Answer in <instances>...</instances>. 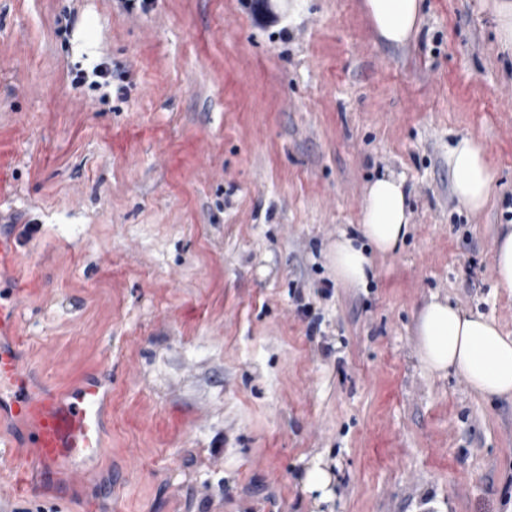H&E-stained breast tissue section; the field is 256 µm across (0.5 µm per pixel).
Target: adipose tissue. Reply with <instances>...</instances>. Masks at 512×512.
<instances>
[{
    "mask_svg": "<svg viewBox=\"0 0 512 512\" xmlns=\"http://www.w3.org/2000/svg\"><path fill=\"white\" fill-rule=\"evenodd\" d=\"M365 7L378 37L395 46L405 45L422 21V0H365ZM448 168L458 202L473 212L484 208L495 173L482 146L472 137H460L448 148ZM408 232L404 180L391 174L378 177L365 194L360 235L340 234L332 247L337 280L366 286L374 274V254L393 252ZM417 336L419 360L428 372L441 375L452 369L481 396L512 398V336L503 334L494 320L435 298L419 315Z\"/></svg>",
    "mask_w": 512,
    "mask_h": 512,
    "instance_id": "1",
    "label": "adipose tissue"
}]
</instances>
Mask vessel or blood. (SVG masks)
I'll list each match as a JSON object with an SVG mask.
<instances>
[{"label":"vessel or blood","instance_id":"b4317fda","mask_svg":"<svg viewBox=\"0 0 512 512\" xmlns=\"http://www.w3.org/2000/svg\"><path fill=\"white\" fill-rule=\"evenodd\" d=\"M16 293L0 298V419L19 424L23 439L9 438L0 462L24 474L28 490L66 495L80 476L96 471L94 456L106 432L112 372L82 374L67 390H41L17 343Z\"/></svg>","mask_w":512,"mask_h":512}]
</instances>
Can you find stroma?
<instances>
[{
	"label": "stroma",
	"instance_id": "1",
	"mask_svg": "<svg viewBox=\"0 0 512 512\" xmlns=\"http://www.w3.org/2000/svg\"><path fill=\"white\" fill-rule=\"evenodd\" d=\"M0 0V225L48 386L112 367L98 479L64 502L0 469V512H512V400L428 373L435 297L512 335V53L492 0H425L407 46L364 0ZM105 64L107 82L92 70ZM496 172L463 208L448 148ZM411 231L362 288L330 249L384 174ZM322 464L331 496L305 483ZM494 267L500 287L512 290V227L505 229L494 244Z\"/></svg>",
	"mask_w": 512,
	"mask_h": 512
}]
</instances>
